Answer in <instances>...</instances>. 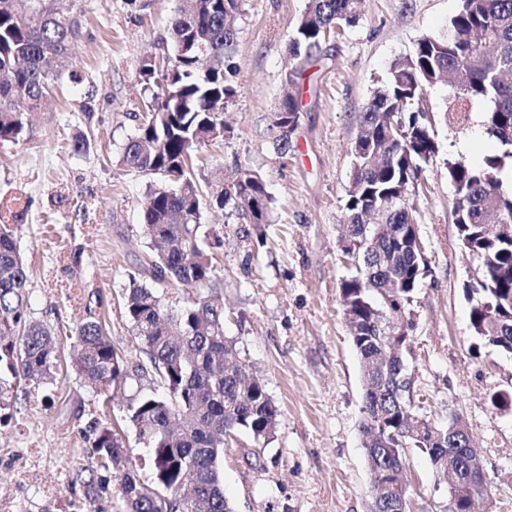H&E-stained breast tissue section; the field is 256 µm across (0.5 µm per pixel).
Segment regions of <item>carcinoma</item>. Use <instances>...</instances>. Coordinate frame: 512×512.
Returning a JSON list of instances; mask_svg holds the SVG:
<instances>
[{
    "label": "carcinoma",
    "mask_w": 512,
    "mask_h": 512,
    "mask_svg": "<svg viewBox=\"0 0 512 512\" xmlns=\"http://www.w3.org/2000/svg\"><path fill=\"white\" fill-rule=\"evenodd\" d=\"M170 28L173 55L140 67L152 90L147 116L117 155V164L146 175L175 179L149 186L142 221L150 237L147 271L152 285L131 279L123 289L126 316L148 356L162 391L140 392L128 401L126 418L150 449L155 480L141 483L128 467L127 449L112 424L88 423L92 465L118 476L123 512H233L224 494V435L241 431L256 440L275 437L280 411L265 384L224 336V307L203 295L212 285L218 235L200 242L203 211L231 204L250 224L268 223L271 196L257 173L226 185L218 177L200 189L193 157L224 138V109L237 96L228 74L237 31L238 0H189ZM361 0H308L290 38L293 63L285 84L300 86L322 57L331 33L359 17ZM50 0H0V142L18 141L27 115L40 106L80 37ZM454 84L455 118L469 103L489 104L485 133L501 151L480 165L448 162L455 190L454 223L466 249L480 259L482 282L471 289L474 335L512 354V237L490 233L512 225V0H461L448 34L426 37L412 55L392 62L360 115L353 146V181L347 191L343 252L354 271L341 282L345 319L363 364L361 423L366 461L379 489L374 512H400L405 449L427 454L436 472L453 482V512H474L481 488L477 456L458 444V418L438 426L415 412L406 393L410 379L403 348L410 336H392L399 313L412 305L427 263L406 196L436 154L431 126L409 110L423 90L443 78ZM300 98L285 97L275 125L293 131ZM363 245L358 253L354 246ZM30 272L16 229L0 224V424L13 416L16 385L53 381L61 365L55 329L29 317L25 293ZM189 291L185 305H165L159 289ZM78 357L70 365L80 382L110 398L129 377L127 361L112 346L105 325L90 317L76 326Z\"/></svg>",
    "instance_id": "cac0c4a2"
}]
</instances>
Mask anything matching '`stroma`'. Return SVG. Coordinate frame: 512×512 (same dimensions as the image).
<instances>
[{"label":"stroma","instance_id":"1","mask_svg":"<svg viewBox=\"0 0 512 512\" xmlns=\"http://www.w3.org/2000/svg\"><path fill=\"white\" fill-rule=\"evenodd\" d=\"M308 0H240L232 56L238 95L224 114V140L198 154L195 176L214 168L227 180L261 175L272 198L268 224L254 227L233 207L204 214L221 236L214 294L224 304V334L256 370L280 410L270 443L245 433L224 445V491L235 512H372L365 461L361 364L342 310L340 285L350 263L339 245L359 117L390 64L426 37L444 35L461 0H363L354 26L323 47L300 90L303 112L288 154H278L275 114L286 92L287 43ZM179 0H55L77 16L82 36L69 72L30 116L18 142L0 144V200L27 199L19 217L30 271L28 311L51 325L65 356L72 332L101 315L131 375L109 403L74 377L58 375L57 397L41 406L21 382L13 417L0 427V512H121L112 472L93 488L76 478L87 464L83 431L110 419L144 484L154 481L149 452L124 417L129 398L157 387L132 333L121 294L147 281L148 239L141 220L151 176L113 160L139 125L148 93L143 60L171 42ZM452 91L427 88L417 107L434 130L437 152L406 197L425 248L429 274L410 308L406 354L414 409L435 423L461 416L473 438L490 495L479 512H512V411L494 407L512 395V355L481 342L469 319L467 289L480 266L453 222L450 160L482 163L495 144L483 132L486 106L473 102L463 123L445 120ZM90 143L74 152L76 136ZM410 512H447L449 485L426 454L407 451Z\"/></svg>","mask_w":512,"mask_h":512}]
</instances>
